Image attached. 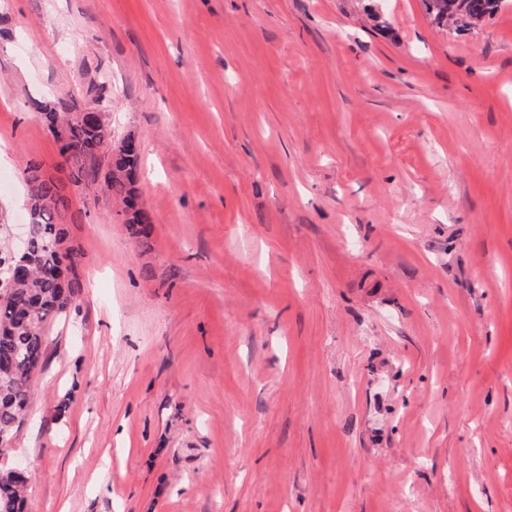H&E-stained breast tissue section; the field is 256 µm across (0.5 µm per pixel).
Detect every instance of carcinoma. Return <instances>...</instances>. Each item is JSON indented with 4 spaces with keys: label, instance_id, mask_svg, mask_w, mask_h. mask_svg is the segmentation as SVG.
<instances>
[{
    "label": "carcinoma",
    "instance_id": "cac0c4a2",
    "mask_svg": "<svg viewBox=\"0 0 512 512\" xmlns=\"http://www.w3.org/2000/svg\"><path fill=\"white\" fill-rule=\"evenodd\" d=\"M498 4L499 0H424L435 20H450L460 30L477 25ZM28 105L45 115L60 154L74 168V182L109 152L112 132L103 117L87 121L77 101L53 103L32 97ZM139 160L137 142L129 136L109 160L105 175L107 191L122 200L128 224L149 223L138 205ZM23 179L30 196L35 265L21 278L0 282V434L7 435L19 427L28 408L30 381L43 361L47 324L67 315L83 288L80 276L69 275L79 266L82 249L63 252L68 230L60 219L70 208L68 196L46 178L36 161L27 163ZM0 512H31L23 476L7 469H0Z\"/></svg>",
    "mask_w": 512,
    "mask_h": 512
}]
</instances>
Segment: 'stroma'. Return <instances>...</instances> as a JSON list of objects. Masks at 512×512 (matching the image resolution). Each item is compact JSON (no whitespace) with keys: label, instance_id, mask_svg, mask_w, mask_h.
I'll use <instances>...</instances> for the list:
<instances>
[{"label":"stroma","instance_id":"obj_1","mask_svg":"<svg viewBox=\"0 0 512 512\" xmlns=\"http://www.w3.org/2000/svg\"><path fill=\"white\" fill-rule=\"evenodd\" d=\"M103 90L142 238L28 100ZM37 161L83 288L34 512H512V0H0V222ZM425 9L438 22L452 20L459 30L474 27L487 14L492 13L498 0H424Z\"/></svg>","mask_w":512,"mask_h":512}]
</instances>
